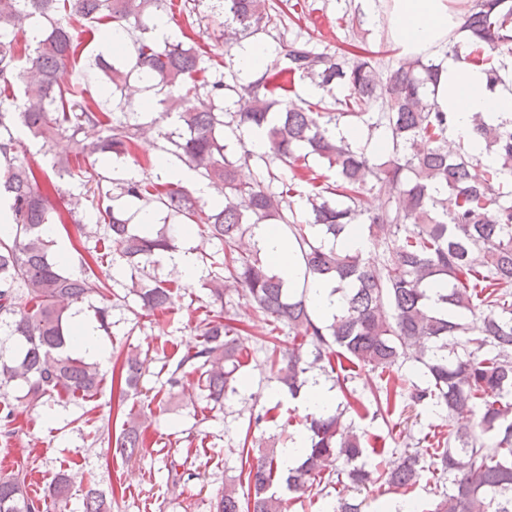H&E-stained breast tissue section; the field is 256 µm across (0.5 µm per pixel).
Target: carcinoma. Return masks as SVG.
<instances>
[{
	"label": "carcinoma",
	"mask_w": 512,
	"mask_h": 512,
	"mask_svg": "<svg viewBox=\"0 0 512 512\" xmlns=\"http://www.w3.org/2000/svg\"><path fill=\"white\" fill-rule=\"evenodd\" d=\"M217 2L227 48L272 22L270 0ZM171 6L173 0H0V206L10 216L9 235L0 236V395L20 389L17 400L36 407L45 398L98 390L104 375L73 344L72 310L98 295L96 330L108 332L112 285L97 270L110 257L124 262L128 294L142 310L174 311L179 287L150 279L147 269L177 251L175 226L190 224L203 240L224 244L222 271L204 283L213 303L224 304V295L234 292L266 320L304 338L271 360L280 387L297 395L311 369L324 371L334 362L341 372L345 360L390 372L412 362L424 380L408 386L398 374L387 378L373 391L374 414L402 402L444 407L448 417V437L419 440L392 467L372 472L359 460L367 451L383 457L389 449L366 448L365 435L348 430L335 413L310 414L304 420L308 446L297 464L286 467L277 449L252 443L258 448L247 473L252 492L242 499L236 485H225L216 512H287L275 490L279 483L294 494L323 481L353 491L378 482L406 492L428 472L450 487L421 512H512V124L489 125L475 115L473 132L493 153L491 164H481L462 144L448 150L454 116L433 98L442 63L421 56L399 60L381 85L370 57L330 56L295 40L284 61L253 82L243 84L234 74L229 83L222 75L211 81L200 47L153 35L151 21ZM461 7L462 23L448 35L445 56L485 67L491 90L512 84V0H466ZM34 20L41 24L36 40L28 37ZM105 20L127 35V43L121 56L100 52L92 60L95 78L112 94L102 104L66 74L80 46L74 23L92 34ZM297 73L328 92L341 82L349 94L295 101L279 81ZM17 81L22 89L16 95L10 88ZM227 90L238 97L235 112L224 110ZM201 92L207 101L197 105L192 96ZM375 106L381 112L371 113ZM342 122L381 130L387 150L377 155L366 145L336 140ZM89 127L101 135L87 139ZM243 127L263 129L268 151L246 149L230 160L224 134ZM146 131L162 140L163 152L221 186L222 205L202 204L171 182L145 184L96 169L101 161L114 171L123 168ZM23 135L40 144L45 158L59 136L74 143V154L49 160V176L21 154ZM311 158L336 181L324 186L309 176ZM251 164L256 174L245 182L239 168ZM280 167L289 169L292 182L276 193L266 182L280 179ZM298 180L306 184L302 220L286 198ZM330 190L340 200H328ZM372 191L397 196V205L362 207L361 198ZM122 197L164 214L161 223H134L135 214L116 204ZM88 211L93 224L83 223ZM48 224L73 225L78 272L50 255ZM260 224L288 226L305 275L347 285L331 322L317 321L306 293L291 295L270 262L242 249ZM353 226L386 241L383 264L336 249ZM468 313L478 327L463 323ZM231 321L222 309L205 315L197 345L169 371L170 387L182 385L190 368L200 373L206 401L223 403L242 367L239 329ZM144 365L139 353L121 358L127 387H137ZM488 437L494 454L486 451ZM115 446L126 459L146 447L139 414H124ZM27 480L22 468L0 475V512H47L46 500L28 495ZM70 497L61 475L52 486L53 507L60 512ZM84 507L111 512L95 488L85 493Z\"/></svg>",
	"instance_id": "carcinoma-1"
}]
</instances>
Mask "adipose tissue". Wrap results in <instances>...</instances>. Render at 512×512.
Returning a JSON list of instances; mask_svg holds the SVG:
<instances>
[{"instance_id": "adipose-tissue-1", "label": "adipose tissue", "mask_w": 512, "mask_h": 512, "mask_svg": "<svg viewBox=\"0 0 512 512\" xmlns=\"http://www.w3.org/2000/svg\"><path fill=\"white\" fill-rule=\"evenodd\" d=\"M453 0H387L386 22L389 39L404 56H415L444 46L448 35L460 25ZM435 99L441 110L453 113L451 141L468 144L474 154L482 147L472 130V116L482 113L493 124L512 121V89L488 90L487 75L478 67L463 66L446 59L436 87ZM256 238L284 282L301 281L299 265L291 241L278 228L258 225Z\"/></svg>"}]
</instances>
